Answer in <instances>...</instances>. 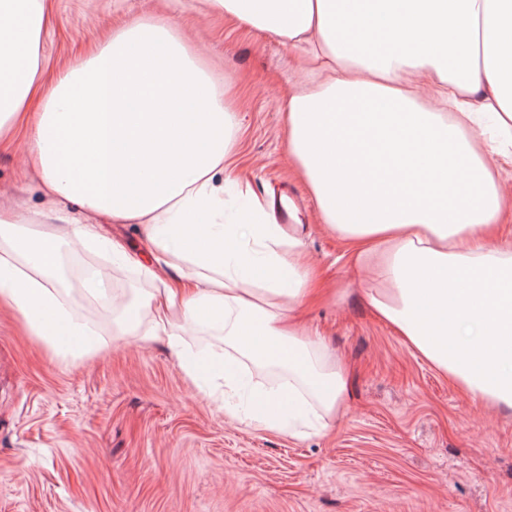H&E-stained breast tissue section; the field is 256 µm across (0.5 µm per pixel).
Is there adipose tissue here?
Returning a JSON list of instances; mask_svg holds the SVG:
<instances>
[{"label": "adipose tissue", "mask_w": 512, "mask_h": 512, "mask_svg": "<svg viewBox=\"0 0 512 512\" xmlns=\"http://www.w3.org/2000/svg\"><path fill=\"white\" fill-rule=\"evenodd\" d=\"M288 44L308 43L318 90L286 103L288 149L347 273L369 270L361 297L406 346L472 400L512 410V226L503 221L489 156L512 160V0H206ZM50 0H0V137L24 128L50 202L0 210V303L48 345L95 331L57 290L60 244L97 247L135 264L100 222L143 228L148 279L117 316L119 336L162 343L192 383L182 333L223 331L221 368L239 361L288 373L256 399L250 420L298 436L325 430L347 375L322 337L288 312L336 294L301 262L299 225L269 223L249 183L224 176L236 116L214 76L170 26L133 21L79 60L45 74ZM425 76L438 103L411 86Z\"/></svg>", "instance_id": "1"}]
</instances>
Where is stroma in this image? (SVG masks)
Wrapping results in <instances>:
<instances>
[{
	"label": "stroma",
	"mask_w": 512,
	"mask_h": 512,
	"mask_svg": "<svg viewBox=\"0 0 512 512\" xmlns=\"http://www.w3.org/2000/svg\"><path fill=\"white\" fill-rule=\"evenodd\" d=\"M135 20L171 25L215 72L239 128L231 175L271 210L298 199L307 262L344 279V245L288 151L285 103L319 82L299 65L306 45L200 0H52L44 67ZM27 152L21 132L0 143L1 207L44 206ZM107 259L60 251L74 311L101 324L93 353L57 354L0 306V512H512V414L474 403L356 293L302 312L349 381L330 430L297 439L225 414L165 345L114 335L111 305L73 276L76 264Z\"/></svg>",
	"instance_id": "1"
}]
</instances>
